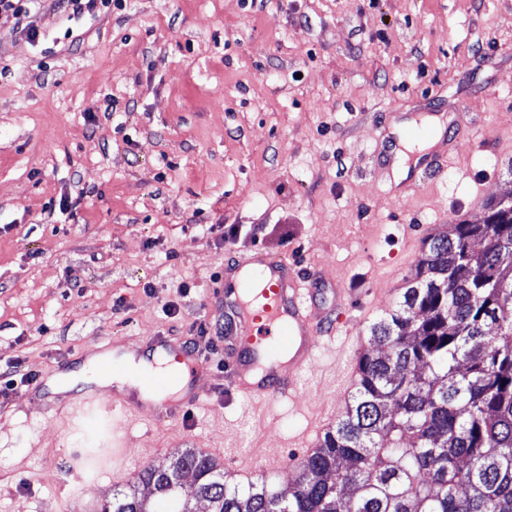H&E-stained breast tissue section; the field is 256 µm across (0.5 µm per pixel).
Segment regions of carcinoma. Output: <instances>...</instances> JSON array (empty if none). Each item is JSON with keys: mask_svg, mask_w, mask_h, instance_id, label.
<instances>
[{"mask_svg": "<svg viewBox=\"0 0 512 512\" xmlns=\"http://www.w3.org/2000/svg\"><path fill=\"white\" fill-rule=\"evenodd\" d=\"M354 392L283 492L185 450L103 512H512V196L429 235L401 300L369 326ZM190 473L189 485L177 476Z\"/></svg>", "mask_w": 512, "mask_h": 512, "instance_id": "1", "label": "carcinoma"}]
</instances>
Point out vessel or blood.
<instances>
[{
    "mask_svg": "<svg viewBox=\"0 0 512 512\" xmlns=\"http://www.w3.org/2000/svg\"><path fill=\"white\" fill-rule=\"evenodd\" d=\"M211 299L224 304L232 318V326L224 336V393L248 399L257 414L267 412L272 401L302 397L298 377L314 364L326 342L339 336L343 348L356 351L362 345L361 340L345 334V302H338L332 310L321 307L316 289L304 285L286 260L259 248L225 263L224 277ZM151 343L170 351L176 370L167 375L146 376L136 361L117 368L107 361L102 368L133 384L143 381L146 393L157 397L150 404L155 416L175 420L184 415L188 406L201 403L204 396L187 387L175 397L166 396L165 391L183 372L194 371L200 361L193 348H171L165 337H153ZM143 395L135 387L112 393L84 388L72 391L60 412L67 421L89 416L102 423L100 456L109 462L125 454L124 449L112 444L113 416L139 414L147 405ZM261 458L257 465L248 457L235 460L230 472L246 481L264 476L275 467L277 459L266 451Z\"/></svg>",
    "mask_w": 512,
    "mask_h": 512,
    "instance_id": "vessel-or-blood-1",
    "label": "vessel or blood"
}]
</instances>
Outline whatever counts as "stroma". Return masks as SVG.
Instances as JSON below:
<instances>
[{
    "label": "stroma",
    "instance_id": "1",
    "mask_svg": "<svg viewBox=\"0 0 512 512\" xmlns=\"http://www.w3.org/2000/svg\"><path fill=\"white\" fill-rule=\"evenodd\" d=\"M39 27L0 16V373L17 382L0 400V512H51L64 489L100 512L175 453L258 440L288 488L313 406L344 408L347 360L324 349L307 400L274 401L255 435L249 402L216 392L224 260L284 256L323 305L344 289L367 336L426 236L512 193V0H125L47 9ZM403 113L450 116L454 133L439 174L411 171L405 191L388 166ZM155 336L192 344L206 397L175 422L113 424L127 454L93 466L55 383L97 385L90 349Z\"/></svg>",
    "mask_w": 512,
    "mask_h": 512
}]
</instances>
